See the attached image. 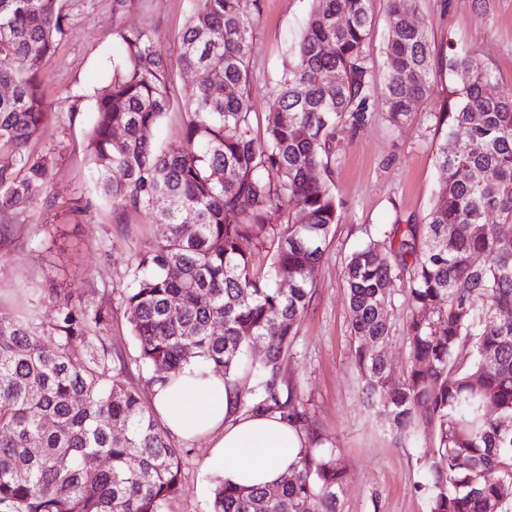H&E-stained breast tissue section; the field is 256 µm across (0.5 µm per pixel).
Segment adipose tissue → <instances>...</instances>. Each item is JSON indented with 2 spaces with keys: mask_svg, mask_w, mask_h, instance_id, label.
I'll return each instance as SVG.
<instances>
[{
  "mask_svg": "<svg viewBox=\"0 0 512 512\" xmlns=\"http://www.w3.org/2000/svg\"><path fill=\"white\" fill-rule=\"evenodd\" d=\"M235 402L223 376L195 364L152 388V409L165 431L185 442L212 438V470L239 485L274 483L303 436L276 413L235 414Z\"/></svg>",
  "mask_w": 512,
  "mask_h": 512,
  "instance_id": "obj_1",
  "label": "adipose tissue"
}]
</instances>
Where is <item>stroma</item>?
<instances>
[{"instance_id": "1", "label": "stroma", "mask_w": 512, "mask_h": 512, "mask_svg": "<svg viewBox=\"0 0 512 512\" xmlns=\"http://www.w3.org/2000/svg\"><path fill=\"white\" fill-rule=\"evenodd\" d=\"M113 0H63L69 34L43 69L50 81L46 100L51 114L42 135L30 145L34 155L53 153L49 194L7 219L0 239V309L36 314L41 322L55 315L50 288L83 287L84 299L112 308V325L97 341L127 363L126 381L143 401H151L149 374L135 362L136 345L120 291L127 284L131 255L154 242L160 227L143 212L113 209L100 198L88 175V133L94 103L112 78L121 56L118 29L150 30L167 53L177 54L191 0H134L114 14ZM312 9V0H260L250 52V111L256 134H263L274 93ZM419 17L429 23L437 55L465 48L488 67L499 86L512 88V0H417ZM371 39L366 63L376 83L389 70L385 53L388 17L385 0L372 2ZM427 96L415 103L404 122L393 125L380 102H372L357 125L336 129L324 178L340 206L322 261L311 276L312 299L293 344L282 358L283 379L297 384L298 407L323 443L334 445L345 470L342 512H428L421 487L431 436L396 433L387 414L362 401L361 382L350 360L353 348L346 264L368 236L393 224L427 221L441 173L436 163L438 115L451 83L444 64L429 78ZM194 77L172 75L176 108L154 132L156 149L180 143L184 113ZM88 210H73L76 200ZM42 294H34V287ZM182 481L166 512H209L215 478L207 467L211 439L181 444Z\"/></svg>"}]
</instances>
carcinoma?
Returning <instances> with one entry per match:
<instances>
[{"mask_svg": "<svg viewBox=\"0 0 512 512\" xmlns=\"http://www.w3.org/2000/svg\"><path fill=\"white\" fill-rule=\"evenodd\" d=\"M370 3L313 0L261 137L248 101L260 0H193L174 59L148 30L118 31L123 55L95 104L89 173L113 208L163 226L128 264L120 292L150 382L196 362L234 388L246 347L261 340L255 408L310 431L294 388L281 395V358L310 305L309 271L339 222L319 176L330 139L377 95L399 125L429 91L433 50L416 0H387L390 71L377 88L365 56ZM67 32L61 0H0V84L11 88L0 95L1 215L24 212L49 183L52 153L35 156L29 144L49 118L42 62ZM444 65L453 88L439 116L443 180L428 223L393 224L384 241L351 255V358L367 404L400 432L434 437L424 462L429 512H503L512 499V319L500 317L512 313V251L501 249L512 238V91L473 52H451ZM175 66L196 83L182 141L159 152L152 133L173 105ZM72 296L50 291L57 313L48 324L0 310V512H164L182 452L123 382L124 359L95 344L112 309ZM398 302L408 364L394 385L386 349ZM93 456L109 465L88 468ZM344 477L336 449L304 445L274 485L215 483L210 512H341Z\"/></svg>", "mask_w": 512, "mask_h": 512, "instance_id": "obj_1", "label": "carcinoma"}]
</instances>
